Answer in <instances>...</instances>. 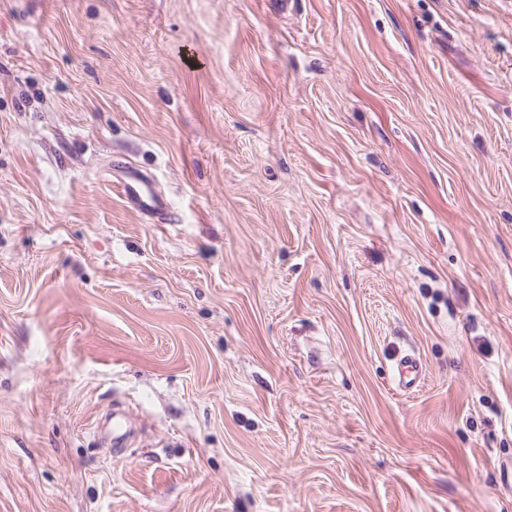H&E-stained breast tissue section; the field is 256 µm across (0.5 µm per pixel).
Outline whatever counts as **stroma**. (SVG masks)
<instances>
[{
	"instance_id": "obj_1",
	"label": "stroma",
	"mask_w": 512,
	"mask_h": 512,
	"mask_svg": "<svg viewBox=\"0 0 512 512\" xmlns=\"http://www.w3.org/2000/svg\"><path fill=\"white\" fill-rule=\"evenodd\" d=\"M509 462L512 0H0V512H512ZM114 166L123 173L118 188L128 203L146 216L158 217L168 214L169 203L166 197L156 191L153 182L143 171L126 166ZM423 368L416 356L406 354L396 365V381L401 390L409 391L420 386L423 380Z\"/></svg>"
}]
</instances>
